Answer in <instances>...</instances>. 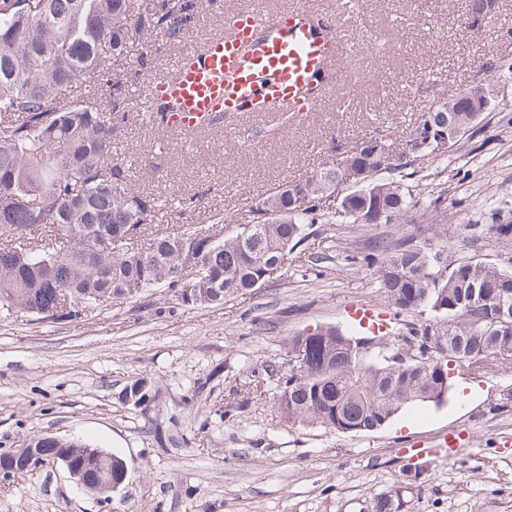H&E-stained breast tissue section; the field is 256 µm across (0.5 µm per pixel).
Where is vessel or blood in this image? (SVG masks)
I'll use <instances>...</instances> for the list:
<instances>
[{"mask_svg": "<svg viewBox=\"0 0 512 512\" xmlns=\"http://www.w3.org/2000/svg\"><path fill=\"white\" fill-rule=\"evenodd\" d=\"M341 38L334 13L309 7L274 13L260 7L239 9L224 36L190 49L171 73L151 81V101L175 99L166 126L176 133L196 130L210 115L228 118L250 112L255 101L273 98L286 112L320 107L316 74L333 72ZM349 317L374 334L386 332L383 315L361 305ZM462 431L443 432L434 446L402 449L405 461L420 456L450 457L463 447Z\"/></svg>", "mask_w": 512, "mask_h": 512, "instance_id": "b4317fda", "label": "vessel or blood"}]
</instances>
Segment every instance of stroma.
Instances as JSON below:
<instances>
[{
	"mask_svg": "<svg viewBox=\"0 0 512 512\" xmlns=\"http://www.w3.org/2000/svg\"><path fill=\"white\" fill-rule=\"evenodd\" d=\"M335 10L346 41L339 77L321 109L280 126L275 112L224 121L189 134L149 122L146 87L185 51L223 34L225 21L255 0H214L183 39L133 44L120 67L129 88L120 152L141 190L196 200L170 207L152 229L210 226L219 215L244 224L279 184L335 164L362 135L399 146L428 106L469 83L492 82L497 59L512 60V0L495 22L462 34L465 0H317ZM512 84L502 87L479 141L461 140L450 166L408 180L417 204L408 224H308L287 273L253 293L205 307L154 288L77 319L0 311V450L52 434L119 453L125 484L111 496L81 490L63 468L0 483V512H512V370L452 374L442 406L414 405L361 433L288 426L275 416L279 367L289 338L319 325L349 328L347 312H389L374 276L345 255L375 239L426 230L423 208L448 210L439 242L448 260L500 264L512 241L472 237L467 225L512 202ZM154 167L144 176L143 164ZM323 253L312 264L310 254ZM151 387L148 404L122 399L131 381ZM454 428L469 442L450 459L422 461L408 478L401 449Z\"/></svg>",
	"mask_w": 512,
	"mask_h": 512,
	"instance_id": "35a3bbf8",
	"label": "stroma"
}]
</instances>
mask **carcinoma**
<instances>
[{"label":"carcinoma","instance_id":"carcinoma-1","mask_svg":"<svg viewBox=\"0 0 512 512\" xmlns=\"http://www.w3.org/2000/svg\"><path fill=\"white\" fill-rule=\"evenodd\" d=\"M203 0H0V308L49 317L69 302L78 318L151 288H184L180 252L196 242L220 295L191 301L222 303L254 292L283 273L302 240L303 225L403 224L415 206L404 170L444 158L483 128L484 113L459 112L458 136L446 147L437 117L468 89L421 112L399 152L369 157L356 146L329 168L282 184L252 206L251 224L218 240L203 227H179L141 237L168 205L136 188L116 157L125 139L131 76L118 68L130 45L149 46L162 34L183 37ZM112 76L111 108L99 91ZM365 170L367 195L340 200L334 181ZM476 237L512 239V210L497 208L489 224H466ZM345 260L371 271L394 315L405 316L402 341L411 355L395 361L367 354L364 339L338 328L295 336L304 360L286 364L275 401L280 420L328 431H372L411 405L439 404L449 374L512 364V323L497 317L512 302V265L450 263L433 238L377 240ZM455 368H450V363ZM142 379L124 390L134 406L149 401Z\"/></svg>","mask_w":512,"mask_h":512}]
</instances>
